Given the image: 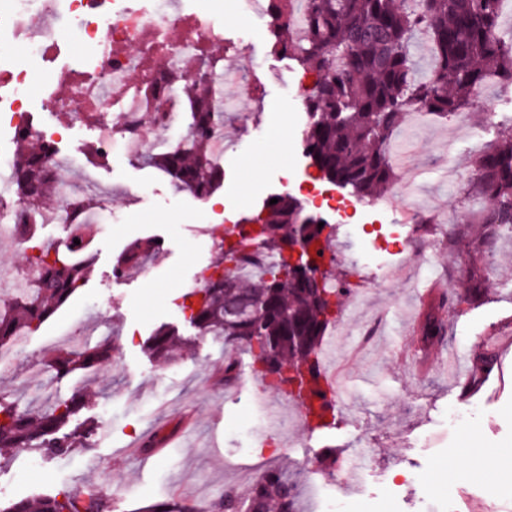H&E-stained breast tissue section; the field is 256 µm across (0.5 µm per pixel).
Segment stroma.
<instances>
[{"label": "stroma", "mask_w": 512, "mask_h": 512, "mask_svg": "<svg viewBox=\"0 0 512 512\" xmlns=\"http://www.w3.org/2000/svg\"><path fill=\"white\" fill-rule=\"evenodd\" d=\"M186 8L224 26V53L256 81L251 101H234L224 114V182L214 196L224 215L145 163L139 154L117 148L105 162L88 149L97 132L75 123L56 139L62 181L92 182L109 228L91 237L86 284L33 336L14 367L0 372V395L21 406L46 409L49 400L69 397L77 381L56 379L46 360L71 348L58 336L73 322L91 330V343L114 341L113 359L86 374L90 401L79 420L95 429L84 447L66 456L18 450L0 457V502L76 489L108 495L115 512L175 500L193 512L191 496L205 488L206 501L224 493L246 496L255 477L277 467L301 487L334 477L351 493L349 512H512V350L501 355L491 379L475 395L443 368L448 356L470 359L489 332L512 325V242L489 244L480 266L492 293L476 305H450L441 313V338L425 345L420 324L437 285L447 296L462 291L470 266L466 249L451 247L458 215L480 208L461 188L479 145L512 135V92L491 82L476 103L478 122L427 120L406 126L396 139L408 147L398 177L416 176L422 218L406 203L379 211L354 199L349 190L316 179L302 145L307 114L295 95L302 69L271 49L268 29L253 28L241 0H184ZM315 180L318 192L354 202L353 225H336L333 249L342 284L363 289L357 310H343L330 336H342L333 368L340 389L334 425L317 430L304 424V409L289 400L294 419L272 449L252 448L249 438L266 431L253 399L263 384L248 367L246 352L199 336L182 308L184 294L197 288L210 268L227 226L258 212L278 194L299 195ZM138 239L158 241L159 254L142 278L114 268ZM169 323L190 339L191 350L174 362L152 358L145 342L159 324ZM244 363L234 382L224 380V364ZM50 380L49 400L39 397ZM167 437L144 453L141 438ZM498 453L496 477H478L462 456L467 449ZM352 456L361 469L340 471Z\"/></svg>", "instance_id": "35a3bbf8"}]
</instances>
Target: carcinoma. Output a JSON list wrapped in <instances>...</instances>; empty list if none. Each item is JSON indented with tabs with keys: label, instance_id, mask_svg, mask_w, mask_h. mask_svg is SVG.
<instances>
[{
	"label": "carcinoma",
	"instance_id": "1",
	"mask_svg": "<svg viewBox=\"0 0 512 512\" xmlns=\"http://www.w3.org/2000/svg\"><path fill=\"white\" fill-rule=\"evenodd\" d=\"M303 25L296 29L286 17L293 0H274L277 19L271 31L276 52L288 50L305 74L315 79L304 109L309 122L303 130L308 157L328 182L348 188L357 198L376 200L385 195L395 172L387 152L406 118L417 112L440 120L472 118V105L490 81L512 88V31L502 26L505 0H303ZM431 48L433 63L422 71L412 56L416 38ZM221 61L205 57L198 75H172L191 105L190 134L173 150L154 152L151 162L179 188L207 198L223 182V169L212 155V136L224 133V113L211 108L209 68ZM16 159L10 190L39 215L53 196L46 159L57 154L53 143L25 132L13 138ZM463 194L483 201L479 210L464 215L461 236L471 252L487 243L512 241V135L484 145L476 152ZM261 232H244L230 246L218 243L214 272L190 293V319L201 336L246 347L249 367L281 386L283 374L303 379L299 395L308 400V414L316 427L330 425L333 403L326 399L320 351L331 324L341 314L344 292L332 271L310 278L302 268L331 252L328 225L304 213L290 194L267 204ZM300 230L303 254L296 275L280 276L282 242ZM15 236L30 254L25 288L9 300L0 299V350L37 332L86 280L87 265L71 254L87 249V242L61 251L39 240L38 223L13 225ZM151 240L127 247L116 273L137 269L156 253ZM234 269L224 272L225 262ZM489 280L472 267L464 294L456 303L474 304L486 297ZM441 305L430 304L421 331L425 342L441 335ZM157 360L170 362L190 349L178 329L161 324L146 345ZM115 345H89L80 351L58 352L47 361L55 377L92 372L110 362ZM85 406L82 390L57 400L34 414L0 397V450L38 449L65 455L83 445L92 428H69ZM298 512L296 486L278 469L268 470L241 502L227 493L209 504V512ZM0 512H112V502L93 492L64 491L37 499L22 497Z\"/></svg>",
	"mask_w": 512,
	"mask_h": 512
}]
</instances>
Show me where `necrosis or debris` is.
<instances>
[{
  "instance_id": "necrosis-or-debris-1",
  "label": "necrosis or debris",
  "mask_w": 512,
  "mask_h": 512,
  "mask_svg": "<svg viewBox=\"0 0 512 512\" xmlns=\"http://www.w3.org/2000/svg\"><path fill=\"white\" fill-rule=\"evenodd\" d=\"M39 16L43 25H34ZM64 27L85 48L78 61L66 59ZM224 42L223 26L171 0H0V126L45 140L48 131L33 121L36 108H53L67 121L115 111L119 130L98 134L103 152L117 137L146 151L174 149L189 133L190 106L170 76ZM36 68L45 83L33 103L26 85ZM149 127L160 138L146 139Z\"/></svg>"
}]
</instances>
